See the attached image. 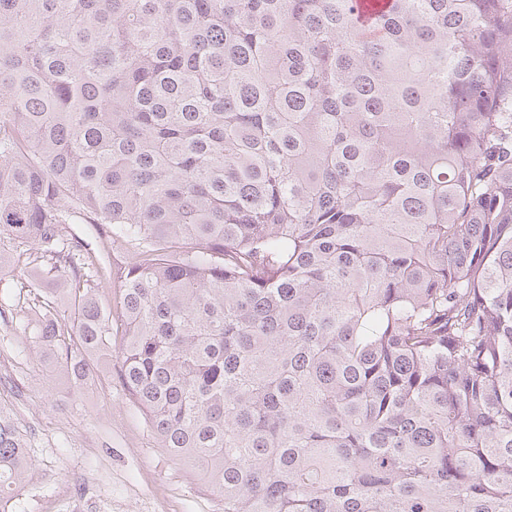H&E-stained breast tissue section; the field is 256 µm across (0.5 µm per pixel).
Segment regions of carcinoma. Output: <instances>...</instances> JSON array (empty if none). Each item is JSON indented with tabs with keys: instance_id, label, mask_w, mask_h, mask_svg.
Instances as JSON below:
<instances>
[{
	"instance_id": "carcinoma-1",
	"label": "carcinoma",
	"mask_w": 512,
	"mask_h": 512,
	"mask_svg": "<svg viewBox=\"0 0 512 512\" xmlns=\"http://www.w3.org/2000/svg\"><path fill=\"white\" fill-rule=\"evenodd\" d=\"M364 16L0 0V239L50 257L37 357L117 358L224 512H512V0ZM29 471L0 404V512ZM73 234L83 238L88 243L89 252L95 259L105 261L107 268H112V277L107 279L100 288L103 302L112 309V315H116L122 302V289L116 273L123 270L131 261V256L125 251L112 246L110 241V230L103 227H93L91 224H72Z\"/></svg>"
}]
</instances>
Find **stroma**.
Wrapping results in <instances>:
<instances>
[{
  "label": "stroma",
  "instance_id": "obj_1",
  "mask_svg": "<svg viewBox=\"0 0 512 512\" xmlns=\"http://www.w3.org/2000/svg\"><path fill=\"white\" fill-rule=\"evenodd\" d=\"M71 231L114 273L129 264L107 227L75 224ZM36 252L0 244L13 264L0 278V399L27 429L32 470L11 512H224L222 497L190 465L158 448L120 381L78 390L36 356L32 333L22 329L30 299L26 261Z\"/></svg>",
  "mask_w": 512,
  "mask_h": 512
}]
</instances>
